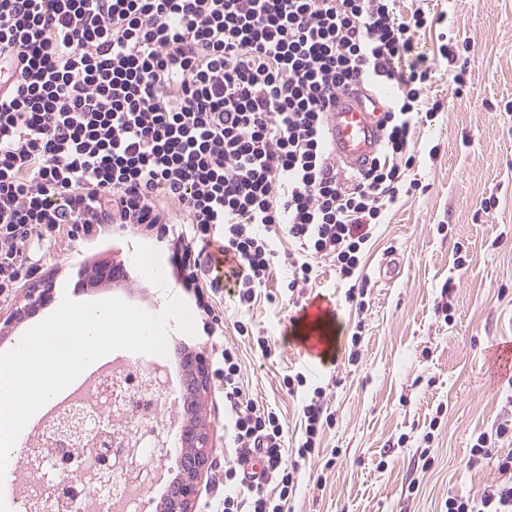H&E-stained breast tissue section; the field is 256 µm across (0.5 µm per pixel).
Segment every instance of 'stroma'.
I'll return each mask as SVG.
<instances>
[{
    "label": "stroma",
    "mask_w": 512,
    "mask_h": 512,
    "mask_svg": "<svg viewBox=\"0 0 512 512\" xmlns=\"http://www.w3.org/2000/svg\"><path fill=\"white\" fill-rule=\"evenodd\" d=\"M423 7L433 23L421 30L422 44L468 38L473 48L452 62L435 59L427 95L445 107L418 124L411 142L413 173L426 190L400 198L387 223L376 226L362 268L373 288L363 305L348 299V282L330 264L292 293L284 286L287 265L278 266L266 298L248 314L270 340L264 356L237 335L236 291L224 285V341L239 351L242 389L281 412L285 447L295 450L304 433L301 401L289 395L285 376L301 371L322 386L336 417L300 474L290 512H442L448 496L475 495L496 476L487 462L470 458L478 433L512 425L505 405L512 380L498 374L492 357L512 339V112L505 109L512 103V0H424ZM458 74L469 96H455ZM489 196L496 206L486 213ZM141 242L128 233L94 249L44 244L42 273L0 301V352L48 316L44 306L14 320L33 287L75 283L85 301L119 298L153 314L168 296H181L176 282L161 289L134 272ZM104 264L132 270L131 287L96 281ZM444 303L450 315L441 312ZM201 417L212 439L199 482L204 499L215 495L217 477L234 458L218 382ZM424 449L432 458L427 468ZM412 482L418 491H409Z\"/></svg>",
    "instance_id": "obj_1"
}]
</instances>
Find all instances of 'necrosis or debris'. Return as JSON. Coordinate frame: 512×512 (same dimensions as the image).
<instances>
[{"label": "necrosis or debris", "instance_id": "obj_1", "mask_svg": "<svg viewBox=\"0 0 512 512\" xmlns=\"http://www.w3.org/2000/svg\"><path fill=\"white\" fill-rule=\"evenodd\" d=\"M113 356L112 365L55 399L43 414L44 419H51L75 402L92 415L111 412L115 432L126 436L139 459L136 473L113 469L111 498L88 497L83 512H139L138 495L154 486L164 457L166 432L159 421L169 410L167 364L156 356L135 374L124 361L123 351H114Z\"/></svg>", "mask_w": 512, "mask_h": 512}]
</instances>
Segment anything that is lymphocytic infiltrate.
<instances>
[{"mask_svg":"<svg viewBox=\"0 0 512 512\" xmlns=\"http://www.w3.org/2000/svg\"><path fill=\"white\" fill-rule=\"evenodd\" d=\"M426 23L420 7L401 15L398 0H0V298L40 272L33 248L44 241L155 232L216 347L236 451L223 498L204 512H285L334 422L322 387L285 377L304 395L305 424L287 453L278 412L244 396L219 298L233 282L248 312L284 239L287 290L324 260L367 294L369 229L421 188L408 149L443 108L425 96ZM382 83L399 89L383 147L341 177L325 140L330 105ZM255 453L264 469L249 481L242 465ZM471 456L497 477L449 496L444 512H512V427L480 433Z\"/></svg>","mask_w":512,"mask_h":512,"instance_id":"f902f5d3","label":"lymphocytic infiltrate"}]
</instances>
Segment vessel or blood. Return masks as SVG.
I'll list each match as a JSON object with an SVG mask.
<instances>
[{
  "label": "vessel or blood",
  "mask_w": 512,
  "mask_h": 512,
  "mask_svg": "<svg viewBox=\"0 0 512 512\" xmlns=\"http://www.w3.org/2000/svg\"><path fill=\"white\" fill-rule=\"evenodd\" d=\"M384 97V91L369 92L361 88L337 94L328 114L327 134L333 157L341 168L357 170L378 151Z\"/></svg>",
  "instance_id": "1"
}]
</instances>
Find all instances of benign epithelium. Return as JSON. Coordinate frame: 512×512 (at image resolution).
<instances>
[{"mask_svg": "<svg viewBox=\"0 0 512 512\" xmlns=\"http://www.w3.org/2000/svg\"><path fill=\"white\" fill-rule=\"evenodd\" d=\"M53 298V288L37 289L30 296L24 311L33 312ZM184 386L181 400L189 411L199 410L210 388L208 363L201 353L188 352L183 358ZM65 447L91 452L98 456L101 471H112V415L88 418L84 409L73 407L39 427L36 437L25 443L27 461L40 474L43 490L32 501H25L28 512H40L45 504L58 497L61 488L76 482L79 470L56 456ZM210 434L201 420L180 428V448L176 455L179 469L176 489L167 495L159 512H195L199 480L208 464Z\"/></svg>", "mask_w": 512, "mask_h": 512, "instance_id": "1", "label": "benign epithelium"}]
</instances>
